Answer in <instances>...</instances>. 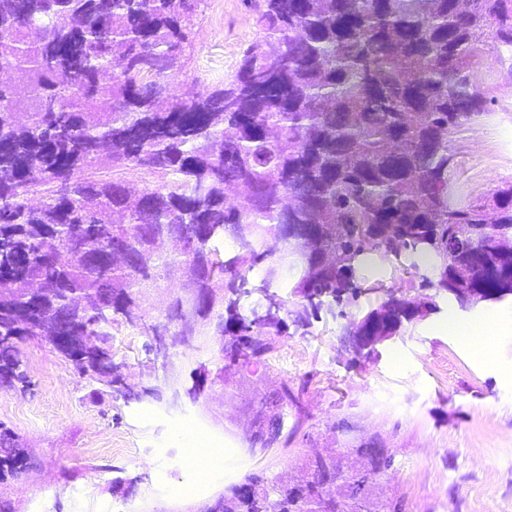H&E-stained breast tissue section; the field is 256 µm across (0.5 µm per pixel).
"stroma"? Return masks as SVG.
Listing matches in <instances>:
<instances>
[{"instance_id": "stroma-1", "label": "stroma", "mask_w": 512, "mask_h": 512, "mask_svg": "<svg viewBox=\"0 0 512 512\" xmlns=\"http://www.w3.org/2000/svg\"><path fill=\"white\" fill-rule=\"evenodd\" d=\"M255 37L246 0H208L187 72L174 77V88L191 93L198 76L224 81ZM478 75L488 110L452 134L448 173L471 201L512 185V77L490 54ZM369 303L361 296L341 315L321 312L309 334L280 338L263 382H209L195 397L188 390L196 368L222 364L219 337L171 349L167 367L150 373L147 336L114 327V362L140 386L178 378L186 394L177 410L102 395L98 383L27 341L33 386L24 393L0 389V421L28 441L36 466L22 479L1 481L0 502L11 512H206L247 474L294 473L300 456L373 438L395 456L377 483L405 512H512V334L498 337L492 356L472 352L454 334L434 332L448 314L441 298L437 310L405 324L378 355L357 361L344 336ZM284 381L300 400L281 414L291 444L252 453L240 440L242 427L261 397ZM184 428L221 449L223 465L206 474L191 468L175 437Z\"/></svg>"}]
</instances>
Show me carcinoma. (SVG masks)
Returning a JSON list of instances; mask_svg holds the SVG:
<instances>
[{
	"instance_id": "carcinoma-1",
	"label": "carcinoma",
	"mask_w": 512,
	"mask_h": 512,
	"mask_svg": "<svg viewBox=\"0 0 512 512\" xmlns=\"http://www.w3.org/2000/svg\"><path fill=\"white\" fill-rule=\"evenodd\" d=\"M249 0L258 37L236 74L192 96L187 67L207 0H0V378L26 390L22 346L36 340L111 398L180 393L136 388L112 361V322L150 336L151 303L181 271L174 318L222 336V360L263 362L289 327L304 336L322 309L383 294L346 332L357 357L417 312L391 289L355 283L363 256L432 252L421 275L430 309L512 299V186L453 197V131L488 111L477 82L486 53L512 68V0ZM156 176L139 191L106 177ZM238 203L225 204L224 187ZM244 224L228 258L216 243ZM196 238L204 258L155 249ZM284 242L276 260L268 240ZM293 272L291 297L267 291ZM288 383L264 396L248 444L280 435L296 405ZM300 459L313 482L249 474L207 512H402L377 477L394 454L377 442ZM33 466L0 422V480Z\"/></svg>"
}]
</instances>
